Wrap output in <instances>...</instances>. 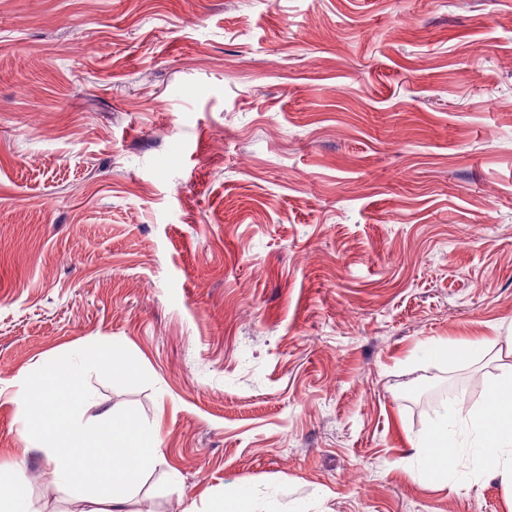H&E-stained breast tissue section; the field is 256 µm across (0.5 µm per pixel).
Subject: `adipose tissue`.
<instances>
[{
  "label": "adipose tissue",
  "mask_w": 512,
  "mask_h": 512,
  "mask_svg": "<svg viewBox=\"0 0 512 512\" xmlns=\"http://www.w3.org/2000/svg\"><path fill=\"white\" fill-rule=\"evenodd\" d=\"M85 397L83 377L69 355L52 357L20 379L15 402L22 435L29 444L49 450L47 483L61 491L86 490L88 512H122L126 493L163 459L158 430L130 416L82 422ZM458 424L471 429V449L485 471L500 474L512 486L511 363L488 383L482 404L456 402L441 422L416 438L414 447L433 482L447 483L455 472Z\"/></svg>",
  "instance_id": "1"
}]
</instances>
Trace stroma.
Returning <instances> with one entry per match:
<instances>
[{"label":"stroma","mask_w":512,"mask_h":512,"mask_svg":"<svg viewBox=\"0 0 512 512\" xmlns=\"http://www.w3.org/2000/svg\"><path fill=\"white\" fill-rule=\"evenodd\" d=\"M497 343L465 364L430 345ZM158 426L128 512H512L421 396L512 363V0H0V469L20 377Z\"/></svg>","instance_id":"obj_1"}]
</instances>
